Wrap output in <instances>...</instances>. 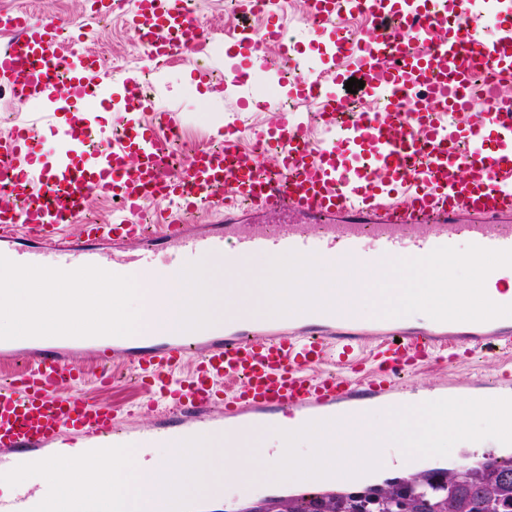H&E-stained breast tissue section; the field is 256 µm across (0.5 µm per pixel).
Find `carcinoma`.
Wrapping results in <instances>:
<instances>
[{"mask_svg": "<svg viewBox=\"0 0 512 512\" xmlns=\"http://www.w3.org/2000/svg\"><path fill=\"white\" fill-rule=\"evenodd\" d=\"M288 512H512V457L420 471L375 491L300 495Z\"/></svg>", "mask_w": 512, "mask_h": 512, "instance_id": "carcinoma-1", "label": "carcinoma"}]
</instances>
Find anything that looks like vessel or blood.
Here are the masks:
<instances>
[{
	"instance_id": "vessel-or-blood-1",
	"label": "vessel or blood",
	"mask_w": 512,
	"mask_h": 512,
	"mask_svg": "<svg viewBox=\"0 0 512 512\" xmlns=\"http://www.w3.org/2000/svg\"><path fill=\"white\" fill-rule=\"evenodd\" d=\"M446 2L451 26L428 0H304L319 57L290 49L303 79L288 92L319 101L316 122L280 113L274 126L252 130L255 149L242 145L238 128L225 127L219 148L197 151L169 175L163 167L175 120L154 112L138 78L108 76L93 53L66 49L58 21L1 15L11 38L0 47V84L17 100L41 103L50 122L0 133V255L118 275L137 266L164 280L212 256L398 259L462 240L512 249V100L476 107L472 82L480 65L495 84L512 85V0H483L493 32L479 39L469 32L466 0ZM356 15L370 30L339 34L337 19ZM128 24L157 61L192 52L205 36L185 0H135ZM283 28L271 9L262 29L245 25L229 35L225 51L282 47ZM353 77L375 106L341 121ZM90 89L119 132L105 130L95 112L73 108ZM94 190L119 200L111 223L85 222ZM151 204L164 207L153 234L141 222ZM266 213L298 221L241 223ZM195 214L207 222L187 223ZM76 223L81 232L68 241L63 232ZM485 290L493 302L512 304V267L493 270ZM476 347L491 354L511 348L512 317L424 326L336 312L241 318L182 336L0 340V368L12 373L0 387V473L60 448H137L147 440L175 447L198 432L221 436L263 422L290 431L375 406L418 405L423 396L397 373ZM116 367L137 371L139 402L152 412L148 425L126 426L119 406L85 393L92 379L110 387ZM486 389L512 398V371L502 370L490 387L476 379L439 392Z\"/></svg>"
}]
</instances>
